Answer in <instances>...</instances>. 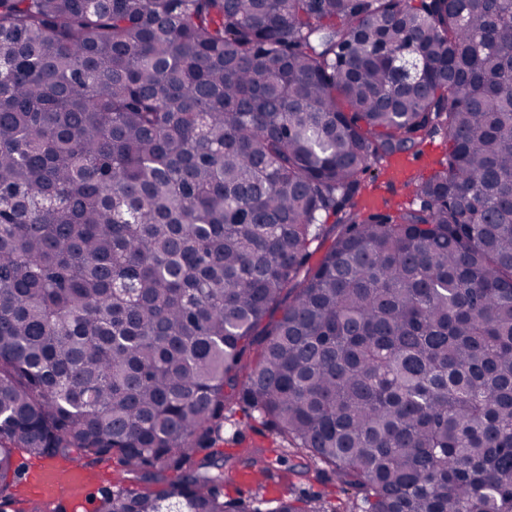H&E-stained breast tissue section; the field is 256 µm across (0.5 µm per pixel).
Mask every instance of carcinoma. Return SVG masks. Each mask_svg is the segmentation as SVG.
Here are the masks:
<instances>
[{
  "mask_svg": "<svg viewBox=\"0 0 512 512\" xmlns=\"http://www.w3.org/2000/svg\"><path fill=\"white\" fill-rule=\"evenodd\" d=\"M511 19L0 0V503L77 455L165 482L97 512H256L209 452L239 404L356 491L335 512H512ZM438 134L412 206L362 213ZM448 144L442 136H437L422 146V152L418 156H403L410 159H421V163L417 168L414 176L427 177L431 174L436 163L445 158Z\"/></svg>",
  "mask_w": 512,
  "mask_h": 512,
  "instance_id": "cac0c4a2",
  "label": "carcinoma"
}]
</instances>
